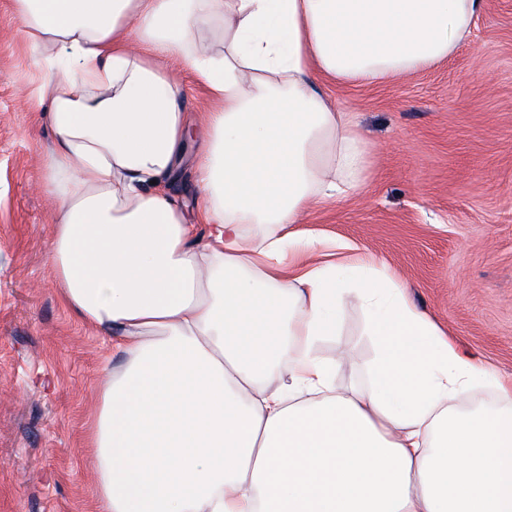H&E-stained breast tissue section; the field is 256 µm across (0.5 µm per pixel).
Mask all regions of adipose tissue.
<instances>
[{"mask_svg": "<svg viewBox=\"0 0 512 512\" xmlns=\"http://www.w3.org/2000/svg\"><path fill=\"white\" fill-rule=\"evenodd\" d=\"M10 5L45 73L50 265L124 358L88 427L98 512H512V380L461 352L385 267L336 264L298 229L361 191L370 152L319 78L426 71L484 0ZM171 60L212 105L191 158ZM187 163L212 228L202 245L167 191ZM348 305L378 354L367 385L340 390L319 347ZM482 388L495 403L463 408Z\"/></svg>", "mask_w": 512, "mask_h": 512, "instance_id": "adipose-tissue-1", "label": "adipose tissue"}]
</instances>
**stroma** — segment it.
Here are the masks:
<instances>
[{
    "label": "stroma",
    "mask_w": 512,
    "mask_h": 512,
    "mask_svg": "<svg viewBox=\"0 0 512 512\" xmlns=\"http://www.w3.org/2000/svg\"><path fill=\"white\" fill-rule=\"evenodd\" d=\"M0 0V512H96L85 441L111 339L61 300L47 255L53 205L40 155L41 73ZM372 147L361 195L304 231L386 266L462 351L512 378V0H486L430 70L375 85L323 82ZM324 358L337 386L368 379L377 344L346 308Z\"/></svg>",
    "instance_id": "1"
}]
</instances>
